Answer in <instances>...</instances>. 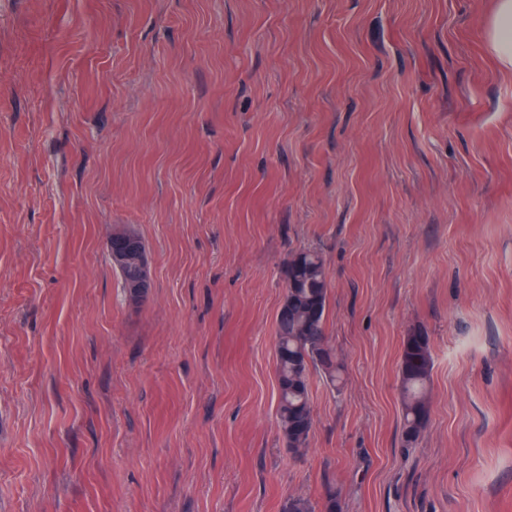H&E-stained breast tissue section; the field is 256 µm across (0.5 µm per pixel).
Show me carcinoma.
I'll list each match as a JSON object with an SVG mask.
<instances>
[{
  "mask_svg": "<svg viewBox=\"0 0 512 512\" xmlns=\"http://www.w3.org/2000/svg\"><path fill=\"white\" fill-rule=\"evenodd\" d=\"M328 279L321 256L310 250L300 251L288 262L286 294L276 318V372L278 416L286 447L305 448L309 428L314 422L309 375L315 369L337 386L342 381L343 365L328 348L325 312ZM431 355L429 337L414 333L407 337L400 359L402 387V437L405 446H413L426 428L429 407L427 383ZM281 512H315L309 499L290 496Z\"/></svg>",
  "mask_w": 512,
  "mask_h": 512,
  "instance_id": "cac0c4a2",
  "label": "carcinoma"
}]
</instances>
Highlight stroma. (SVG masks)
I'll use <instances>...</instances> for the list:
<instances>
[{"label": "stroma", "instance_id": "1", "mask_svg": "<svg viewBox=\"0 0 512 512\" xmlns=\"http://www.w3.org/2000/svg\"><path fill=\"white\" fill-rule=\"evenodd\" d=\"M492 0H0V512H512V76ZM152 286L126 300L114 232ZM317 251L341 387L278 427ZM429 421L402 441L406 336ZM485 46L499 70L512 74V0H495L485 21ZM328 279L321 256L295 253L288 262L286 294L276 318V372L280 431L287 448H307L313 427L309 375L321 371L334 387L342 381L343 365L328 346L325 312ZM327 347L328 349H325Z\"/></svg>", "mask_w": 512, "mask_h": 512}]
</instances>
